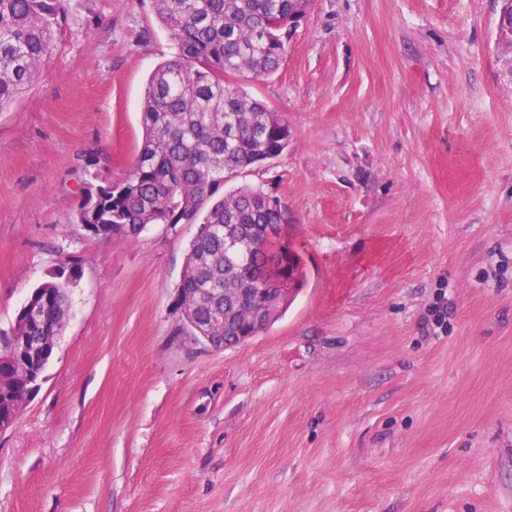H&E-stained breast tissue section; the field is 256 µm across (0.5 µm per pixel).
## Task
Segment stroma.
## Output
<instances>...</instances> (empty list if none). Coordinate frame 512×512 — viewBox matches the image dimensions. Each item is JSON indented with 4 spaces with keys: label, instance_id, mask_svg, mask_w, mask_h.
Masks as SVG:
<instances>
[{
    "label": "stroma",
    "instance_id": "stroma-1",
    "mask_svg": "<svg viewBox=\"0 0 512 512\" xmlns=\"http://www.w3.org/2000/svg\"><path fill=\"white\" fill-rule=\"evenodd\" d=\"M501 0H313L240 79L287 149L225 182L288 213L304 284L214 349L175 299L193 224L90 235L174 41L152 0H71L0 112V332L73 259L65 325L0 432V512H512V55Z\"/></svg>",
    "mask_w": 512,
    "mask_h": 512
}]
</instances>
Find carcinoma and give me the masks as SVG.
<instances>
[{"mask_svg":"<svg viewBox=\"0 0 512 512\" xmlns=\"http://www.w3.org/2000/svg\"><path fill=\"white\" fill-rule=\"evenodd\" d=\"M70 0H0V110L40 75L58 18ZM175 56L151 74L141 106L145 137L132 172L87 192L79 224L105 238H134L149 224H196L182 288H242L228 300L224 335H237L260 288L288 278V252L278 228L279 198L241 185L218 197L224 173L279 156L290 137L279 113L227 75L269 77L285 57L288 28L310 0H152ZM222 224L226 236L208 233ZM51 276L31 291L47 320H64L70 279Z\"/></svg>","mask_w":512,"mask_h":512,"instance_id":"cac0c4a2","label":"carcinoma"}]
</instances>
